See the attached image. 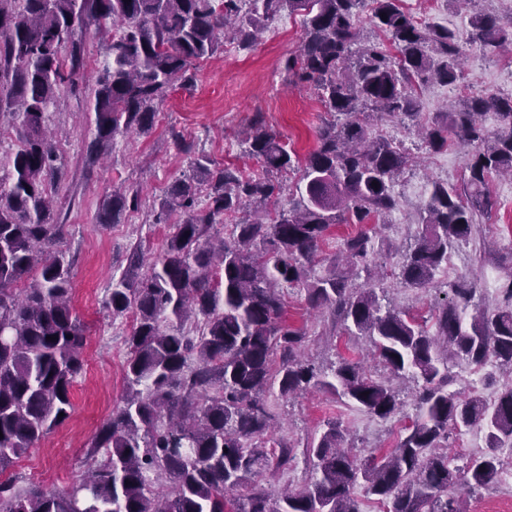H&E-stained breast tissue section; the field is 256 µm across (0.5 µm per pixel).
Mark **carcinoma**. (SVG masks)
Returning <instances> with one entry per match:
<instances>
[{
    "mask_svg": "<svg viewBox=\"0 0 512 512\" xmlns=\"http://www.w3.org/2000/svg\"><path fill=\"white\" fill-rule=\"evenodd\" d=\"M399 2L0 0V88L8 84L0 112L10 111L17 135L10 182L0 186V472L70 417V391L84 367L86 333L73 313L72 260L56 248L49 182L57 161L50 109L77 68L74 61L66 68L61 50L84 13L115 27L90 106L101 148L119 133H147L167 91L192 83L198 62L226 39L252 48L284 9L303 17L288 79L316 91L332 116L303 160L259 118L245 144L263 175L218 168L201 155L192 173L167 187L157 221H176L163 253L150 261L132 248L107 300L112 316L131 312L134 323L122 401L86 452L87 474L65 492L35 483L21 492L15 481H0V512H361L360 484L387 512H469V493L498 481L500 450L512 446V280L492 310L479 278L448 281L432 333L381 305L377 284L356 283L358 271H370L374 232L347 236L324 273L314 270L333 226L385 225L399 207L396 186L409 155L371 136L374 118L417 122L421 89L458 83L469 50L493 56L512 47V21L475 0H448L469 6L467 42L452 28L414 20ZM367 6L369 24L390 46L363 37L358 18ZM490 113L494 132L484 122ZM419 133L435 153L452 144L469 149L463 188L428 184L414 247L399 268L403 287L423 290L496 206L486 178L512 176V95L471 93ZM287 171L300 177L298 199L285 211L277 175ZM138 207V194L114 190L99 222L118 224ZM237 214L215 240L214 226ZM287 288L303 292L307 308L346 335L367 339L387 376L372 378L345 359L325 368L305 358L307 333L285 317ZM453 360L491 364L509 379L491 401L462 396L448 389ZM408 373L420 381L418 416L396 448L360 463L331 421L306 446L308 481L277 495L260 486L290 465L296 448L268 437L271 389L286 399L327 391L386 419L400 411L391 380ZM450 426L486 431L487 450L463 478L443 450Z\"/></svg>",
    "mask_w": 512,
    "mask_h": 512,
    "instance_id": "1",
    "label": "carcinoma"
}]
</instances>
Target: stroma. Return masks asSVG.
<instances>
[{
  "mask_svg": "<svg viewBox=\"0 0 512 512\" xmlns=\"http://www.w3.org/2000/svg\"><path fill=\"white\" fill-rule=\"evenodd\" d=\"M301 35L300 17L281 13L267 24L253 49L225 46L223 52L200 63L191 86L168 92L150 133L119 135L107 149L95 151L84 112L94 94L91 75L103 59L112 29L91 13L78 27L74 41L80 66L71 81L61 86V106L53 116L54 125L65 131L57 146L62 166L54 215L60 226L58 245L73 260V306L86 327L84 369L71 389L70 417L6 469V476L16 477L19 485L36 480L46 489L64 491L84 476L85 452L123 395L125 338L133 318L113 316L107 309L112 279L125 270L126 255L133 246H140L150 257L159 256L171 227L155 223L154 204L172 181L188 173L194 155L205 154L220 167L234 164L247 173L262 174L260 163L243 153L258 115L298 157L314 149L316 130L327 114L314 91L289 84L284 70ZM511 66L510 53L488 59L475 50L462 66L461 82L479 91L510 94L512 78L505 73ZM373 133L402 142L413 157L397 187L400 205L391 223L374 238L373 272L383 279L381 303L425 316L442 300V282L459 274L473 272L498 285L512 279V249L500 241L502 234L512 230V179L493 175L487 189L499 202L497 210L481 217L470 240L451 251L437 286L419 291L399 283L396 273L411 243V225L429 182L462 185L468 176V152L462 147L429 151L416 128L389 121L379 122ZM118 185L139 192L142 206L128 213L123 223L101 224L99 208ZM285 310L289 324L306 329L305 354L312 360L328 365L364 357L365 341L334 333L327 317L308 310L301 293H286ZM398 386L401 410L387 419L325 392L307 390L287 401L271 393L268 403L277 421L271 435L302 445L323 432L327 422L337 421L346 429L347 444L358 458L387 451L395 447L403 427L416 414V382L406 378Z\"/></svg>",
  "mask_w": 512,
  "mask_h": 512,
  "instance_id": "1",
  "label": "stroma"
}]
</instances>
